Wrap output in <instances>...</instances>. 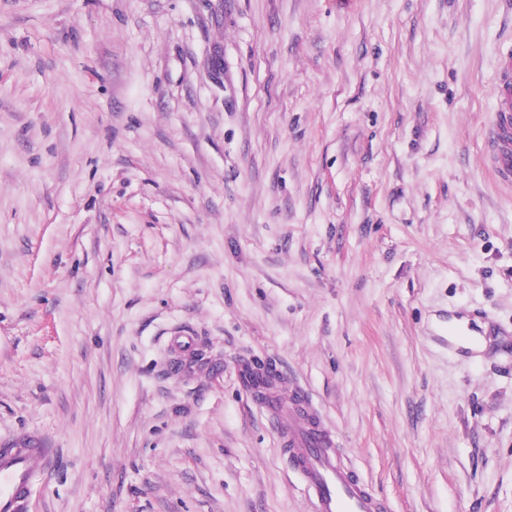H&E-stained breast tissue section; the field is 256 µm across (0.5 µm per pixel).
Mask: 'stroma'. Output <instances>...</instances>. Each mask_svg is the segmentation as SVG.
Listing matches in <instances>:
<instances>
[{
    "label": "stroma",
    "mask_w": 512,
    "mask_h": 512,
    "mask_svg": "<svg viewBox=\"0 0 512 512\" xmlns=\"http://www.w3.org/2000/svg\"><path fill=\"white\" fill-rule=\"evenodd\" d=\"M511 49L512 0H0V446L55 451L28 512H308L243 359L386 512H512ZM184 327L220 370L172 372ZM496 108L493 122L484 129V150L498 182L512 187V53L499 58L493 88Z\"/></svg>",
    "instance_id": "obj_1"
}]
</instances>
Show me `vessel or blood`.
<instances>
[{
	"instance_id": "1",
	"label": "vessel or blood",
	"mask_w": 512,
	"mask_h": 512,
	"mask_svg": "<svg viewBox=\"0 0 512 512\" xmlns=\"http://www.w3.org/2000/svg\"><path fill=\"white\" fill-rule=\"evenodd\" d=\"M494 119L484 130L486 160L496 179L512 187V53H503L495 72ZM166 343L181 367H193L197 338L182 329ZM240 384L276 430L292 470L304 486L310 512H383L384 505L345 464L336 433L309 392L296 380H280L277 390L260 385L250 365L239 370ZM51 451L39 443L0 447V512H27L32 476L48 470Z\"/></svg>"
}]
</instances>
